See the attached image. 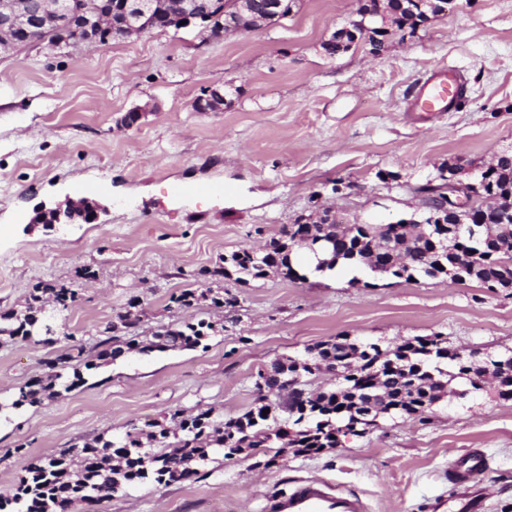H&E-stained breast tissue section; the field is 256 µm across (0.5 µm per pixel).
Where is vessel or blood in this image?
I'll return each instance as SVG.
<instances>
[{
  "mask_svg": "<svg viewBox=\"0 0 512 512\" xmlns=\"http://www.w3.org/2000/svg\"><path fill=\"white\" fill-rule=\"evenodd\" d=\"M461 83L453 69H437L415 98L417 112H442L458 102ZM488 464L484 451L472 449L452 460L448 467L451 481L467 490L466 512H485L486 496L473 487ZM263 512H368L357 495L342 491L321 479L301 478L286 492L267 496Z\"/></svg>",
  "mask_w": 512,
  "mask_h": 512,
  "instance_id": "b4317fda",
  "label": "vessel or blood"
}]
</instances>
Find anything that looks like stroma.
Instances as JSON below:
<instances>
[{
    "label": "stroma",
    "instance_id": "obj_1",
    "mask_svg": "<svg viewBox=\"0 0 512 512\" xmlns=\"http://www.w3.org/2000/svg\"><path fill=\"white\" fill-rule=\"evenodd\" d=\"M360 0H296L288 18L220 39L195 29H156L89 48L45 43L0 52V317L24 310L34 289H76L57 319V341L0 335V398L46 376L45 361L76 337L94 357L107 324L135 350L91 371L80 387L0 421V494H11L32 456L123 437L174 412L211 411L222 423L245 413L260 371L304 359L318 343L349 337L379 347L447 337L451 350L499 357L512 350V289L475 281L378 278L364 268L305 279L272 272L246 284L217 275L225 255L264 244L316 209L345 224H388L417 212L420 189L440 167L491 163L512 153V0H451L423 28L389 35L372 56L356 43L328 57L323 44L357 19ZM449 66L466 92L450 112H416L415 96ZM224 84L226 106L194 100ZM148 107L139 126L128 110ZM103 179L98 220L49 226L17 214L66 209L82 184ZM216 182L225 194L178 197L174 184ZM220 289L233 309L173 295ZM216 329L196 350L148 351L157 332L197 321ZM451 395L427 423L380 420L363 436L268 465V449L211 454L193 479L124 486L103 512H261L266 495L320 477L362 497L369 512H426L461 494L448 462L469 448L491 457L479 484L487 512H512V400L491 388Z\"/></svg>",
    "mask_w": 512,
    "mask_h": 512
}]
</instances>
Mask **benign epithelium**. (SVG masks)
Wrapping results in <instances>:
<instances>
[{"label":"benign epithelium","mask_w":512,"mask_h":512,"mask_svg":"<svg viewBox=\"0 0 512 512\" xmlns=\"http://www.w3.org/2000/svg\"><path fill=\"white\" fill-rule=\"evenodd\" d=\"M285 12V0H257V4L241 5L232 14V20L224 25V33L241 30L257 31L266 26L271 16ZM192 24L200 22L205 31H211L210 18L196 13L193 0H0V52L23 47L32 43L46 42L56 47L75 43L90 46L102 44L101 33L121 29L125 36H141L158 28L171 17ZM370 14L351 22L346 31L353 41L363 40L371 33L373 25L367 23ZM193 108L197 112L224 110V93L219 87H211L196 98ZM443 170L444 195L423 201L422 224L455 225L459 234L475 233L473 224L465 216L487 204L473 201L470 184L447 176Z\"/></svg>","instance_id":"7a95c632"}]
</instances>
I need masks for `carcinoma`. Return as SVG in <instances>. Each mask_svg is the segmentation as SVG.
Wrapping results in <instances>:
<instances>
[{"instance_id":"1","label":"carcinoma","mask_w":512,"mask_h":512,"mask_svg":"<svg viewBox=\"0 0 512 512\" xmlns=\"http://www.w3.org/2000/svg\"><path fill=\"white\" fill-rule=\"evenodd\" d=\"M448 4L451 0H406L405 9L395 13L394 0H366L364 10L380 21L391 20L396 31H415L416 20L432 3ZM480 178L474 193L484 199L495 198L500 208L512 205V154L498 157L492 167H478ZM477 234L456 239L452 227L439 225L420 228L416 224L344 225L337 221L323 224H290L280 235L272 237L258 252L242 248L224 257L227 269L213 274L240 275V279H260L268 270L281 271L289 279H303L293 260L296 236L303 232L335 240L325 261L315 264L323 272L337 266L366 267L377 276L410 280L418 276L441 278L454 282L475 280L488 289L512 288V223L500 222L491 213L487 223L476 225ZM78 298V291L59 288L54 291L55 310L64 311ZM208 299L217 307L233 308L238 299L233 295L197 294L185 290L174 301L189 306L193 301ZM42 297L34 294L25 313L15 323L0 327V335H8L25 343L38 344L40 335L52 332L46 323ZM215 332L212 324L200 320L181 328H168L155 335L149 350L196 349ZM113 337L98 343L96 359L84 358V347L74 344L65 356L45 362L46 381L37 380L20 388L11 398L0 401V413L19 412L34 406L53 393L54 382L64 379L70 390L84 383V371L98 369L124 354L112 347ZM440 335L405 340L386 350L375 344L358 345L346 338H336L316 345L309 360H274L268 372L279 382L261 386L264 374L255 382L253 407L241 417L215 424L211 412H199L177 420L168 429L158 422L149 430L128 432L120 439H99L77 449L81 472L74 476L71 458L34 456L10 496L0 495V512H89L117 493L122 485L152 482L167 486L186 481L198 474L210 453L221 450L231 458L257 448H273L268 460L293 451L308 454L313 450L336 448L346 434L361 436L378 426V418L399 414L407 419H425V413L448 395L449 383L464 379L471 389H483L487 369H492L494 389L501 399H512V355L491 359L483 365L446 346ZM338 365L335 378L341 386L318 393L298 388V379L316 370H330ZM452 366L448 371L446 366ZM72 373L63 375L66 369ZM282 413L284 419H278ZM173 438L167 452L145 449L144 441Z\"/></svg>"}]
</instances>
